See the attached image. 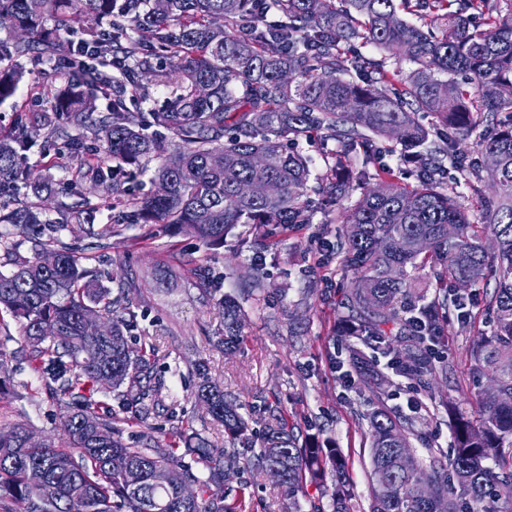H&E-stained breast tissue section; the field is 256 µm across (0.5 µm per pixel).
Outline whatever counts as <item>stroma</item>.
I'll use <instances>...</instances> for the list:
<instances>
[{
  "mask_svg": "<svg viewBox=\"0 0 512 512\" xmlns=\"http://www.w3.org/2000/svg\"><path fill=\"white\" fill-rule=\"evenodd\" d=\"M24 78L15 94L0 102V136L12 132L21 117H32L37 93L42 92L52 65L23 61ZM26 164L33 172H50L53 179L70 184L67 198L46 200L49 210L60 202L75 203L93 197L87 183L75 180L64 156L43 154L32 148ZM332 212L316 211L311 223L290 228L272 247L255 244L247 227H238L223 246L207 248L187 232L172 234L154 228L144 237L140 227H121L111 239L114 277H133L129 291L138 321L156 339L159 357L155 375L161 380L158 404L149 418L123 425V438L132 445L151 435L167 444L173 426L192 420L198 433L215 445H223L221 426L210 423L192 395L197 380L193 364L207 359L215 380L234 397L248 417L254 436L280 428L293 431L299 444L311 438L329 439L348 459L356 512H369L370 458L366 421L361 418L366 398L346 376L349 350L333 331L341 298L342 271L334 244L338 226ZM267 272L263 290L244 302L246 321L236 350L214 346L213 335L222 319L204 307L196 289L189 287L196 268L209 270L223 292L237 293L249 278L255 262ZM11 338L0 343V355L13 366V390L0 394V424H28L36 437H59L61 410L36 392L37 376L25 358L19 325L0 311ZM470 335L450 332L440 351L450 370L432 382L436 393L465 402L471 389L493 385L490 375L473 379L467 349ZM378 369L386 381L387 403L407 412L408 396H415L428 420V445H416L417 456L428 449L448 448L451 430L426 393L413 391L394 371L386 356H378ZM227 501L243 500L244 512H329L321 489L304 486L289 495L272 477L252 465L224 484Z\"/></svg>",
  "mask_w": 512,
  "mask_h": 512,
  "instance_id": "35a3bbf8",
  "label": "stroma"
}]
</instances>
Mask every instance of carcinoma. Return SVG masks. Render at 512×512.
Masks as SVG:
<instances>
[{"label":"carcinoma","mask_w":512,"mask_h":512,"mask_svg":"<svg viewBox=\"0 0 512 512\" xmlns=\"http://www.w3.org/2000/svg\"><path fill=\"white\" fill-rule=\"evenodd\" d=\"M0 0V28L22 30L0 64V101L15 94L23 59H50L66 31L112 64L84 80L61 79L50 100L41 152L70 150L71 169L98 198L112 201V218L140 227L164 224L211 248L237 226L265 242L293 224H307L318 206H334L341 228L336 254L342 278L336 335L349 343L358 386L369 393L371 512H499L512 503V0ZM405 62L407 72L389 68ZM167 89L148 112L137 103L150 89ZM111 93L97 112L94 101ZM429 114L428 125L419 115ZM312 132L336 139L330 175L310 183L312 160L299 149ZM473 146H468L470 138ZM36 144L28 122L0 138V310L17 319L29 360L47 399L63 410L65 441L27 442L28 426L0 425V512H242L218 493L224 473L248 465L237 445L250 442L240 405L199 361L196 401L224 426L227 445L183 427L167 447L123 443L119 424L147 418L159 389L152 385L158 347L139 329L125 293L101 284L96 265L109 264L112 225L97 241L68 242L92 211L74 207L45 214L34 199L63 195L68 183L34 177L26 153ZM224 153V168L209 163ZM408 163L405 184L385 156ZM119 171L156 162L154 193L115 194ZM471 197L445 181L448 166ZM280 192L268 197L267 182ZM491 214L468 218L471 200ZM457 238L448 242V225ZM423 237L427 252L402 242ZM31 243V255L17 246ZM57 257L48 269L43 256ZM435 288L418 291L420 272ZM482 286V303L466 306L454 284ZM190 285L219 311L220 343L231 350L243 333L241 297L224 294L204 270ZM93 311L109 325L97 336L84 323ZM53 322L62 337L41 334ZM476 340L470 370L492 372L498 392L475 391L476 419L441 399L451 427L446 455L400 469L397 449L412 454L424 442L417 414L384 403L376 366L355 347L375 343L399 375L429 388L448 361L435 353L453 329ZM141 342L137 350L131 338ZM112 385L100 384L101 374ZM117 393L118 408L92 395ZM262 468L281 469L279 484L295 493L330 478V512H353L348 462L332 446L301 447L284 428L267 434L256 453ZM46 480L33 486L27 469Z\"/></svg>","instance_id":"obj_1"}]
</instances>
